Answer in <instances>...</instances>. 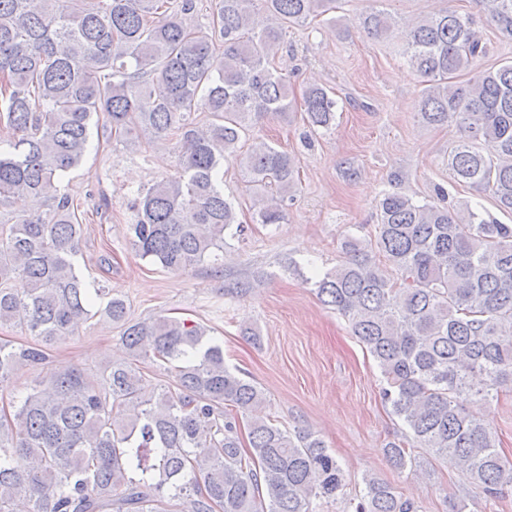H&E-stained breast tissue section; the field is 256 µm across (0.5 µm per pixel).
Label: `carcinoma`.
Here are the masks:
<instances>
[{"label": "carcinoma", "mask_w": 512, "mask_h": 512, "mask_svg": "<svg viewBox=\"0 0 512 512\" xmlns=\"http://www.w3.org/2000/svg\"><path fill=\"white\" fill-rule=\"evenodd\" d=\"M477 2L512 40V0ZM335 9L336 0H212L203 28L198 0H0V209H10L0 325L47 346L94 317L74 263L82 220L60 181L80 165L95 114L118 139L142 131L179 147L177 173L134 199L138 256L185 272L224 251L226 232L244 234L224 197L228 157L257 197L253 222L283 223L295 160L244 144L262 117L293 109L290 80L274 67L285 28ZM396 25L380 10L360 19L377 40ZM474 25L455 12L420 18L404 55L424 83L422 122L459 132L448 145L454 177L512 212V60L475 68L485 46ZM303 106L314 128L335 121L337 101L320 86L305 88ZM435 196L384 192L368 238H346L347 259L316 286L377 362L383 399L406 427L384 446L391 464L412 468L414 449L433 448L495 497L512 484V463L464 400L512 392V224L448 207L442 187ZM97 314L120 325L131 357L97 378L0 342V388L19 364L37 371L13 415L0 414V512H14L19 496L28 512H316L341 493L325 442L260 415L262 391L225 366L204 326L136 322L118 296ZM151 356L175 380L147 398L134 362ZM363 483L351 512H419L377 477Z\"/></svg>", "instance_id": "obj_1"}]
</instances>
